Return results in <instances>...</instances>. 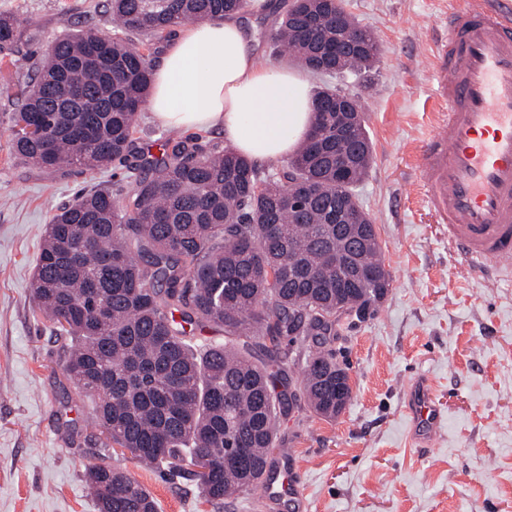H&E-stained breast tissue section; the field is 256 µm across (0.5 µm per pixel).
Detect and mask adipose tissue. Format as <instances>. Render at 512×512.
<instances>
[{
	"mask_svg": "<svg viewBox=\"0 0 512 512\" xmlns=\"http://www.w3.org/2000/svg\"><path fill=\"white\" fill-rule=\"evenodd\" d=\"M153 76L147 106L162 126L223 128L225 139L251 159L287 158L310 132L308 78L267 64L239 17L175 27Z\"/></svg>",
	"mask_w": 512,
	"mask_h": 512,
	"instance_id": "obj_1",
	"label": "adipose tissue"
}]
</instances>
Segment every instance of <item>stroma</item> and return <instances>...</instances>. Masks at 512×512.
<instances>
[{"label": "stroma", "mask_w": 512, "mask_h": 512, "mask_svg": "<svg viewBox=\"0 0 512 512\" xmlns=\"http://www.w3.org/2000/svg\"><path fill=\"white\" fill-rule=\"evenodd\" d=\"M374 32L369 74L335 85L360 104L373 158L356 194L371 217L391 287L373 316L342 318L336 358L352 398L335 420L298 406L271 453L308 512H512V276L482 283L448 245L415 185L432 129L431 57L457 0H344ZM20 37L0 51V83L20 88L57 38H109L110 0H0ZM13 96L0 95V512H95L85 492L94 464L118 467L147 488L159 512H292L258 489L216 504L193 478L105 445L93 401L64 370L67 341L36 313L31 283L52 216L84 190L111 188L121 166L47 170L10 153ZM435 386L445 418L436 439L414 444L406 396Z\"/></svg>", "instance_id": "35a3bbf8"}]
</instances>
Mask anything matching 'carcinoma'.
<instances>
[{
  "label": "carcinoma",
  "instance_id": "cac0c4a2",
  "mask_svg": "<svg viewBox=\"0 0 512 512\" xmlns=\"http://www.w3.org/2000/svg\"><path fill=\"white\" fill-rule=\"evenodd\" d=\"M249 2L112 0L122 36L106 40V58L90 56L96 34L57 39L33 63L35 83L13 118L14 154L39 167L117 160L128 168L127 185L82 192L53 215L32 303L75 341L64 368L95 398L93 422L107 438L147 464L189 473L216 502L264 484L280 421L292 411L289 389L317 415L336 418V383L325 378L336 364V306L364 304L392 282L372 221L355 250L328 223L339 197L361 207L354 189L372 163L365 125L344 139L336 113H314L313 137L275 173L175 130L159 155L135 151L153 47L179 24L221 21ZM320 2V30L338 27L364 45L343 68L369 67L378 53L373 33L343 0ZM288 5L278 4L270 39L312 71L307 34ZM17 33L14 19L1 16L0 46ZM73 70L79 91L66 102ZM338 153L351 157L341 182ZM300 189L317 200L303 213L288 207ZM208 325L224 343L193 347L190 331ZM200 457L210 472L187 471ZM85 485L97 512H158L151 493L120 468L91 466Z\"/></svg>",
  "mask_w": 512,
  "mask_h": 512
}]
</instances>
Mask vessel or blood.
Returning <instances> with one entry per match:
<instances>
[{
  "instance_id": "1",
  "label": "vessel or blood",
  "mask_w": 512,
  "mask_h": 512,
  "mask_svg": "<svg viewBox=\"0 0 512 512\" xmlns=\"http://www.w3.org/2000/svg\"><path fill=\"white\" fill-rule=\"evenodd\" d=\"M436 105L417 183L448 244L469 270L512 257V0H460L432 64ZM415 425L435 437L442 412L427 383Z\"/></svg>"
}]
</instances>
